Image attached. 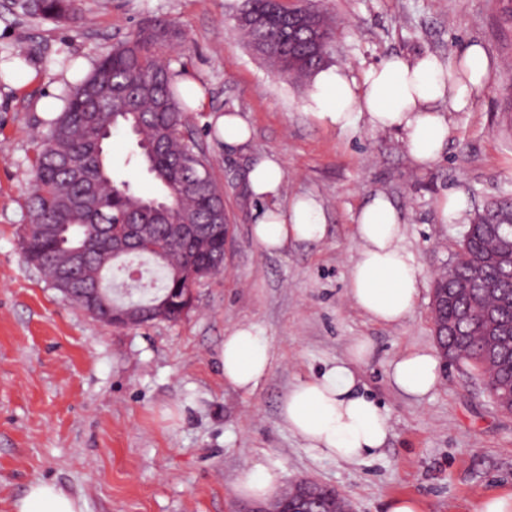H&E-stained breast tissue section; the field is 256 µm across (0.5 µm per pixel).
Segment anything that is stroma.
Masks as SVG:
<instances>
[{"label":"stroma","instance_id":"35a3bbf8","mask_svg":"<svg viewBox=\"0 0 512 512\" xmlns=\"http://www.w3.org/2000/svg\"><path fill=\"white\" fill-rule=\"evenodd\" d=\"M314 3L336 26L329 66L356 78L394 54L448 59L472 41L485 48L488 84L449 113L448 145L430 167L413 164L399 133L361 121L339 130L307 115L309 83L278 76L245 38V0H81L80 19L66 24L0 0V64L20 48L35 74L19 89L0 80V512L36 479L80 499L84 512H237L239 480L257 465L283 488L300 479L330 486L355 512H389L397 498L418 512H478L485 498L512 492V415L480 379L450 363L441 385L414 399L388 376L403 350L436 347L433 277L454 259L473 212L512 193V0ZM157 21L174 32L173 75H190L205 94L186 128L224 190L231 236L223 272L197 286L188 315L114 327L49 288L25 263L19 234L35 137L49 127L40 100L67 99L99 57ZM229 110L252 125L249 153L226 152L211 134V117ZM271 156L286 172L285 199L309 194L321 205V242L276 255L255 243L266 204L243 171ZM451 191L468 209L445 224L438 204ZM377 193L402 212L405 244L422 266L413 313L391 325L346 297L354 216ZM242 323L273 351L251 392L225 385L220 363L225 334ZM359 338L374 348L361 381L387 407L391 431L378 456L346 463L304 448L279 406Z\"/></svg>","mask_w":512,"mask_h":512}]
</instances>
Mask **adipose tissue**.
<instances>
[{"instance_id":"adipose-tissue-1","label":"adipose tissue","mask_w":512,"mask_h":512,"mask_svg":"<svg viewBox=\"0 0 512 512\" xmlns=\"http://www.w3.org/2000/svg\"><path fill=\"white\" fill-rule=\"evenodd\" d=\"M490 62L483 46L465 44L443 60L431 54L393 55L368 68L361 79L340 67L316 73L306 111L315 121L345 129L362 121L375 131L404 136L412 162L429 167L448 142L445 110L459 111L481 94ZM245 179L253 197L267 202L253 236L267 253L278 254L290 242H318L326 235L322 208L315 199L297 197L277 205L285 179L280 161L255 160ZM401 212L385 195L368 198L355 217L357 257L347 279V295L371 319L393 324L415 309L422 274L420 263L404 244ZM373 353L369 341L357 340L350 356L318 376L295 384L280 406V417L305 448L341 461L375 457L390 431L386 407L362 389L356 368ZM226 384L254 390L266 377L270 346L253 324L228 332L220 354ZM389 378L403 394L421 398L441 382L440 360L433 349H409L390 365ZM13 512H83V505L57 485L37 480L13 503Z\"/></svg>"}]
</instances>
